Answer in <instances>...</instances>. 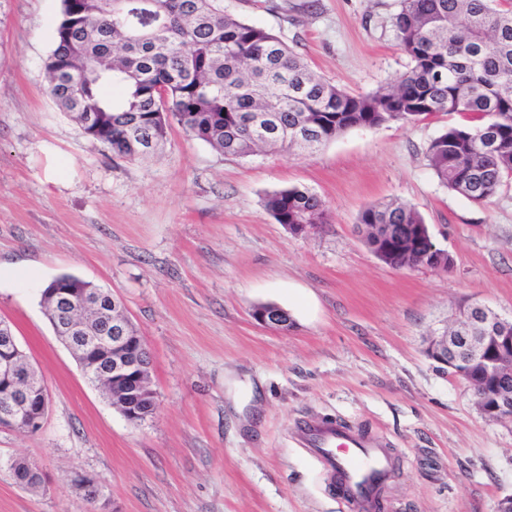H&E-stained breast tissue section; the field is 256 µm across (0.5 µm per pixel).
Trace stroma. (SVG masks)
<instances>
[{
    "instance_id": "1",
    "label": "stroma",
    "mask_w": 512,
    "mask_h": 512,
    "mask_svg": "<svg viewBox=\"0 0 512 512\" xmlns=\"http://www.w3.org/2000/svg\"><path fill=\"white\" fill-rule=\"evenodd\" d=\"M61 0H0V320L43 376L33 433L0 429V512H87L79 476L116 512H343L288 437L331 415L382 440L391 512H497L512 495V423L486 419L426 339L459 305L512 316V179L486 205L442 186L426 149L448 126L355 127L313 155L221 154L171 124L162 151L113 155L55 104L45 63ZM355 95L409 60L391 25L399 0H224ZM306 188L330 221L297 237L266 207ZM414 207L454 260L398 270L362 239L358 216ZM71 274L112 289L153 360L156 411L133 423L85 376L41 304ZM274 303L293 325L258 324ZM22 458L42 484L19 486Z\"/></svg>"
}]
</instances>
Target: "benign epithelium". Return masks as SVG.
<instances>
[{
  "label": "benign epithelium",
  "mask_w": 512,
  "mask_h": 512,
  "mask_svg": "<svg viewBox=\"0 0 512 512\" xmlns=\"http://www.w3.org/2000/svg\"><path fill=\"white\" fill-rule=\"evenodd\" d=\"M421 224L359 225L382 243L375 256L384 264L409 247L421 248ZM60 318L59 340L84 366L86 376L110 379L125 396L120 407L127 420L142 421L140 402L151 393L152 359L147 344L129 323L109 316V304L94 288L47 289ZM260 324L287 330L288 311L275 304H261L252 311ZM428 356L461 379L476 398L481 414L490 420L512 419V316L503 317L486 305L474 303L459 309L457 322L429 337ZM21 349L10 325L0 322V385L10 392L0 406V428L38 430L47 414L49 395L44 382L27 377L17 360ZM95 512H109L108 498L93 480L81 478Z\"/></svg>",
  "instance_id": "obj_1"
}]
</instances>
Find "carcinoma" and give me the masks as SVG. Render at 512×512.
<instances>
[{
	"label": "carcinoma",
	"instance_id": "obj_1",
	"mask_svg": "<svg viewBox=\"0 0 512 512\" xmlns=\"http://www.w3.org/2000/svg\"><path fill=\"white\" fill-rule=\"evenodd\" d=\"M410 60L399 81L362 96L318 75L278 36L224 10V0H62L46 61L61 111L121 158L153 153L175 122L227 156L278 147L311 154L355 127L472 116L426 151L439 182L491 202L512 176V7L496 0H400L392 18ZM119 85L122 97L103 95ZM279 224H327L322 199L292 187L268 196ZM360 224H421L410 205L365 208ZM16 481L41 478L13 460Z\"/></svg>",
	"mask_w": 512,
	"mask_h": 512
}]
</instances>
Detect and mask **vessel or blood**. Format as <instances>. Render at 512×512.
<instances>
[{"mask_svg":"<svg viewBox=\"0 0 512 512\" xmlns=\"http://www.w3.org/2000/svg\"><path fill=\"white\" fill-rule=\"evenodd\" d=\"M290 437L314 458L327 490L347 512H383L392 458L381 440L328 416L299 418Z\"/></svg>","mask_w":512,"mask_h":512,"instance_id":"b4317fda","label":"vessel or blood"}]
</instances>
